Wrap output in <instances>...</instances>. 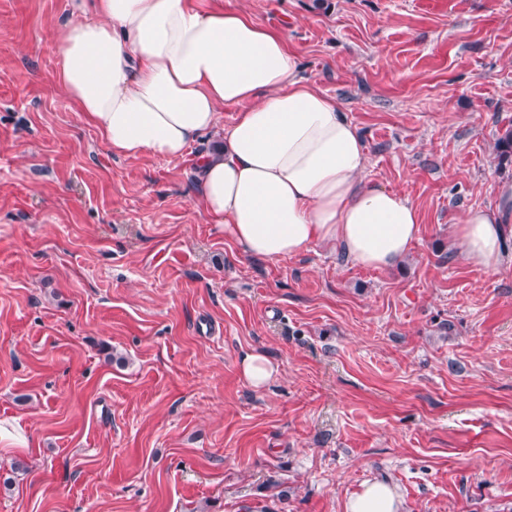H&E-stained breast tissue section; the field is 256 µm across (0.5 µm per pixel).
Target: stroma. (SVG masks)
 <instances>
[{
    "mask_svg": "<svg viewBox=\"0 0 512 512\" xmlns=\"http://www.w3.org/2000/svg\"><path fill=\"white\" fill-rule=\"evenodd\" d=\"M74 4L0 0V512H345L377 478L404 512H512V237L494 271L448 246L512 178V0H224L416 205L393 270L242 255L191 191L216 137L112 155L58 79ZM244 378L255 389L264 387L277 373V367L261 353H247L240 361Z\"/></svg>",
    "mask_w": 512,
    "mask_h": 512,
    "instance_id": "35a3bbf8",
    "label": "stroma"
}]
</instances>
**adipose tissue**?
<instances>
[{
    "mask_svg": "<svg viewBox=\"0 0 512 512\" xmlns=\"http://www.w3.org/2000/svg\"><path fill=\"white\" fill-rule=\"evenodd\" d=\"M52 38L65 94L114 155L183 156L224 107H238L195 173L209 222L243 255L277 261L327 243L354 264L390 269L418 240L417 207L365 178L355 126L299 77L282 33L219 0H90ZM510 234L512 180L449 232L459 255L487 270ZM345 512H401V501L368 481Z\"/></svg>",
    "mask_w": 512,
    "mask_h": 512,
    "instance_id": "adipose-tissue-1",
    "label": "adipose tissue"
}]
</instances>
